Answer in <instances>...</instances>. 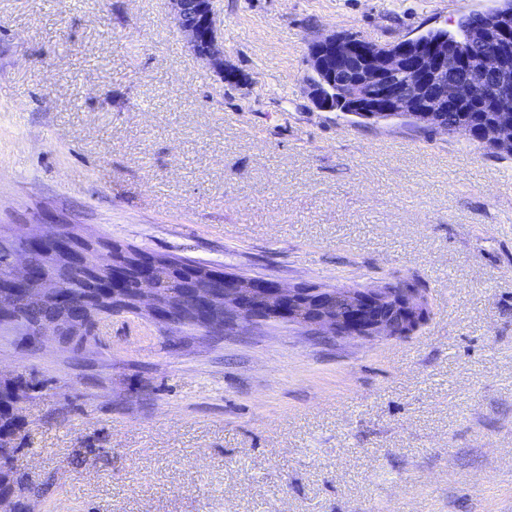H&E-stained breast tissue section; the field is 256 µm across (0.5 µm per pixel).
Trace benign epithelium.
<instances>
[{"mask_svg":"<svg viewBox=\"0 0 512 512\" xmlns=\"http://www.w3.org/2000/svg\"><path fill=\"white\" fill-rule=\"evenodd\" d=\"M173 22L185 37L188 47L219 78L233 77L224 67L221 29L215 0H168ZM468 41L461 45L444 37L431 40L410 38L394 45H379L348 35L331 34L309 47L310 73L318 78L308 82L312 101L332 110L333 103L345 104L347 112L369 117L403 112L417 124L436 125L439 114L464 103L492 101L490 114L481 123L464 121L455 130L474 141L488 142L497 150L512 153V75L506 62L512 60V8L497 7L468 17ZM394 74H408L407 85L391 83ZM344 87V96L336 99V84ZM54 243L73 265L107 268L111 275L93 283L100 298L112 297V304L131 301L155 322L178 325L157 291L155 277L160 268L157 258L144 252L126 258L115 250L88 254L74 247L64 235L62 225L52 232L31 230L23 235L12 265L0 272V286L16 289L30 275V257L46 244ZM212 280L224 284V324L237 329L270 320L288 321L300 309L309 312L308 327L317 334L350 338H388L393 328L380 316V306L392 301L387 290L379 288L361 294L348 315H329V289L304 285L285 286L275 280L251 276H226L207 267ZM42 279L60 305L68 303L67 284L58 267L45 268ZM198 306L194 320L200 325L212 321L209 295L196 292ZM402 333L417 329L427 318L428 306L416 292L395 300ZM33 336H51L61 345L70 341L61 335L58 323L45 320L35 327Z\"/></svg>","mask_w":512,"mask_h":512,"instance_id":"7a95c632","label":"benign epithelium"}]
</instances>
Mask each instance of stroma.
Listing matches in <instances>:
<instances>
[{"label":"stroma","instance_id":"35a3bbf8","mask_svg":"<svg viewBox=\"0 0 512 512\" xmlns=\"http://www.w3.org/2000/svg\"><path fill=\"white\" fill-rule=\"evenodd\" d=\"M493 0H216L222 85L168 0H0V225L288 284L424 288L372 341L123 312L0 335L24 512H512V155L318 108L308 49L457 31Z\"/></svg>","mask_w":512,"mask_h":512}]
</instances>
